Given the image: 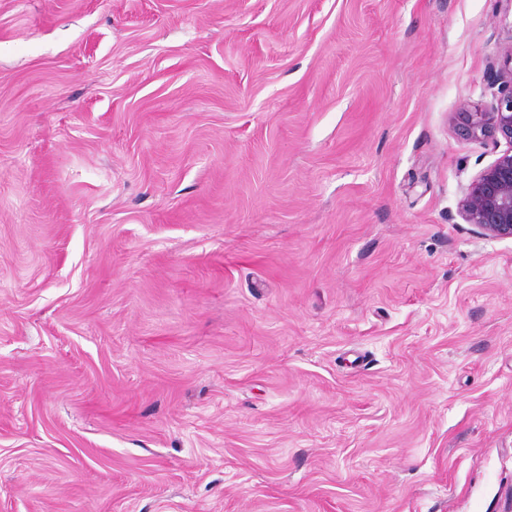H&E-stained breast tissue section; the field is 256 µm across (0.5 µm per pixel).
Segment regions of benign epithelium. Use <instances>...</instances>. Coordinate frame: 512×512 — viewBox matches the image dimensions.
Masks as SVG:
<instances>
[{"mask_svg":"<svg viewBox=\"0 0 512 512\" xmlns=\"http://www.w3.org/2000/svg\"><path fill=\"white\" fill-rule=\"evenodd\" d=\"M498 55L509 67L490 73L497 86L493 109L456 112L452 123L470 139H503L507 149L472 179L457 214L481 237L512 239V38L500 44Z\"/></svg>","mask_w":512,"mask_h":512,"instance_id":"1","label":"benign epithelium"}]
</instances>
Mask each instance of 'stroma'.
<instances>
[{
  "label": "stroma",
  "instance_id": "obj_1",
  "mask_svg": "<svg viewBox=\"0 0 512 512\" xmlns=\"http://www.w3.org/2000/svg\"><path fill=\"white\" fill-rule=\"evenodd\" d=\"M507 0H0V512H507ZM498 55L510 67L490 73L491 85H497L491 112H456L452 123L470 139L501 138L507 149L472 179L457 202V214L481 237L512 239V37L500 44Z\"/></svg>",
  "mask_w": 512,
  "mask_h": 512
}]
</instances>
